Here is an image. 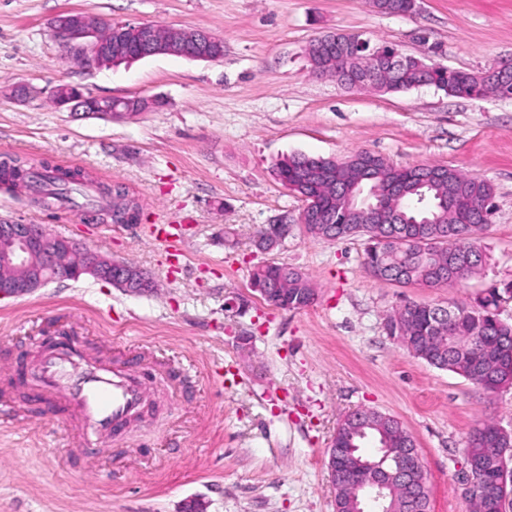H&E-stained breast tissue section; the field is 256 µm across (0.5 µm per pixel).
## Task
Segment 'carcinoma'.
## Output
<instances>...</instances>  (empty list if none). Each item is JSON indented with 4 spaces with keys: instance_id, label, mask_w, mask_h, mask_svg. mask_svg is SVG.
Returning a JSON list of instances; mask_svg holds the SVG:
<instances>
[{
    "instance_id": "obj_1",
    "label": "carcinoma",
    "mask_w": 512,
    "mask_h": 512,
    "mask_svg": "<svg viewBox=\"0 0 512 512\" xmlns=\"http://www.w3.org/2000/svg\"><path fill=\"white\" fill-rule=\"evenodd\" d=\"M408 0H369L381 14L404 15ZM369 50L346 57L336 64V53L320 52L313 47L310 66L318 76L337 77L339 71L360 73L371 66ZM433 86L455 97L474 98L480 94L512 96V72L506 77L480 88L476 73L466 70H436L422 74L409 63L395 73L385 72L371 83L372 91L404 92ZM328 164L317 157L293 153L276 163L279 181L303 182L308 192L322 202V211L330 218L328 224H309L307 230L324 239L364 241V264L372 276L400 286L447 288L457 285L479 269L483 255L477 246L478 235L485 229L493 213L494 190L482 179L456 169H448V179L442 183H427L414 178L412 169L394 166L375 154L361 157L344 173V182L327 173ZM23 169L0 162V180L14 182ZM25 173V172H23ZM25 178L38 188V195L60 204H70L86 210L99 209L104 199L90 192L84 176L78 170L42 166V170L25 173ZM365 186L366 202L374 201L372 189L385 192L394 186L404 188L399 195L397 210L410 225L408 236L392 232V225L381 223V217L370 211L350 214L344 211L347 195ZM271 284L279 298L265 302L283 310L308 306L315 298L310 279L301 271L285 264L264 262L256 266L251 285ZM512 299V281L491 288L467 309L450 311L448 322L437 327L434 307L408 303L400 307L387 321L388 333L397 338L408 353L438 369L463 376L488 392L512 385V324L499 318L500 304ZM496 429L491 421L477 426L469 435L465 453L472 456L475 474L480 481L479 492L469 503L471 512H503L507 497L496 491L501 472L491 462L495 449L509 446L512 440L491 441L485 432ZM378 448L374 461L396 468L391 453L397 448H414L413 435L395 417L374 410H358L337 424L332 440L336 448H362L367 439ZM368 476L353 471L340 474L334 482L335 509L352 512L354 502L364 494ZM386 506L391 512H429L428 476L422 461L410 458L406 472L385 491Z\"/></svg>"
}]
</instances>
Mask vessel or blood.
<instances>
[{"label":"vessel or blood","instance_id":"b4317fda","mask_svg":"<svg viewBox=\"0 0 512 512\" xmlns=\"http://www.w3.org/2000/svg\"><path fill=\"white\" fill-rule=\"evenodd\" d=\"M38 372L43 405L56 411L65 425L79 426L87 443L111 438L121 421L138 410L148 388L136 367L105 374L67 343L44 352Z\"/></svg>","mask_w":512,"mask_h":512}]
</instances>
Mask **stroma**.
<instances>
[{
	"label": "stroma",
	"instance_id": "stroma-1",
	"mask_svg": "<svg viewBox=\"0 0 512 512\" xmlns=\"http://www.w3.org/2000/svg\"><path fill=\"white\" fill-rule=\"evenodd\" d=\"M66 12L113 22L194 27L224 57L153 56L112 66L65 59L50 23ZM330 31L448 69L482 71L512 56V0H421L413 16L368 0H0V160L81 169L125 186L136 224L34 201L0 183V224H42L130 262L154 288L131 294L85 275L0 300V389L40 356L44 337L78 336L105 366L143 354L171 362L148 384L154 408L80 453L33 400L35 380L0 408V512H335L327 450L346 414L398 417L427 470L430 512H470L460 477L471 431L512 432V387L487 392L413 358L385 331L406 302L469 307L512 281V97H454L422 87L349 91L310 71L305 48ZM20 84L39 97L11 98ZM152 100L146 111L85 117L53 89ZM399 167L444 165L488 181L496 214L479 235L480 272L440 289L373 278L358 239L312 237L302 198L274 174L283 156L358 151ZM177 222L178 253L150 231ZM284 224L272 251L256 230ZM307 274L316 299L273 308L250 287L266 261Z\"/></svg>",
	"mask_w": 512,
	"mask_h": 512
}]
</instances>
